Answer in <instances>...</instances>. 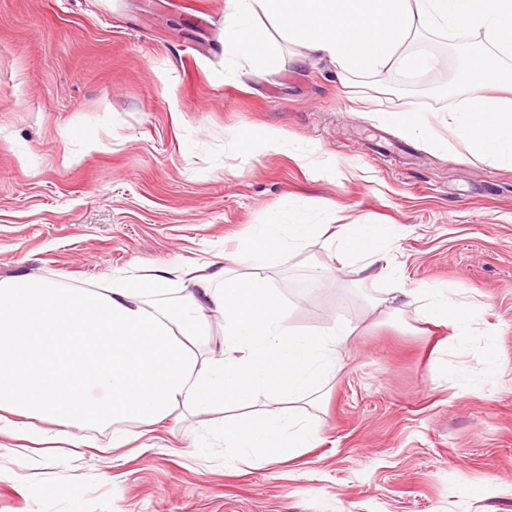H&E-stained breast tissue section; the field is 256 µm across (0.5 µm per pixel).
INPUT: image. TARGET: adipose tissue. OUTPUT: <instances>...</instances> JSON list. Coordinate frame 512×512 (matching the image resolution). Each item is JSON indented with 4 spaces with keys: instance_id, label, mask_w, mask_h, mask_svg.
<instances>
[{
    "instance_id": "ef3b65f1",
    "label": "adipose tissue",
    "mask_w": 512,
    "mask_h": 512,
    "mask_svg": "<svg viewBox=\"0 0 512 512\" xmlns=\"http://www.w3.org/2000/svg\"><path fill=\"white\" fill-rule=\"evenodd\" d=\"M263 16L331 60L343 80L397 63L425 69L429 58L409 52V42L481 29L494 48L471 52L465 78L481 87L512 82L500 66L501 56L512 54V0H226V42L255 71L277 53L258 28ZM450 125L473 160L512 164L511 98H473ZM318 230L289 204L275 207L230 257L253 268L252 277L229 278L215 269L174 304L155 301L169 284L160 270L136 283L113 280L100 292L26 275L0 280V433L32 439L20 424L29 417L73 427L119 420L154 425L180 408L202 414L221 404L246 406L264 394L273 409L225 423V460L263 464L310 447L314 426L284 406L323 389L354 330L341 321L326 333L296 332L260 270L269 258L288 260ZM389 237L379 224L352 225L347 254L378 263ZM406 297L465 346L472 320L461 302L436 288ZM215 315L224 319V352L207 358L202 348Z\"/></svg>"
}]
</instances>
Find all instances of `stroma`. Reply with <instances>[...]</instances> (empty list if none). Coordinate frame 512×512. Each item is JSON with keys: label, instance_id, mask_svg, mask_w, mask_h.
I'll return each instance as SVG.
<instances>
[{"label": "stroma", "instance_id": "1", "mask_svg": "<svg viewBox=\"0 0 512 512\" xmlns=\"http://www.w3.org/2000/svg\"><path fill=\"white\" fill-rule=\"evenodd\" d=\"M252 71L224 39V0H0V280L102 289L170 270L176 302L221 253L290 202L313 237L263 272L299 331L355 327L296 456L224 464L233 410L189 412L112 445L108 425L37 421L45 450L0 458V512H512V166L398 134L379 110L449 112L484 31L427 35L395 65L341 83L274 22ZM284 133L291 149L261 147ZM345 224H394L386 272L341 263ZM437 286L465 305L447 326L404 304Z\"/></svg>", "mask_w": 512, "mask_h": 512}]
</instances>
